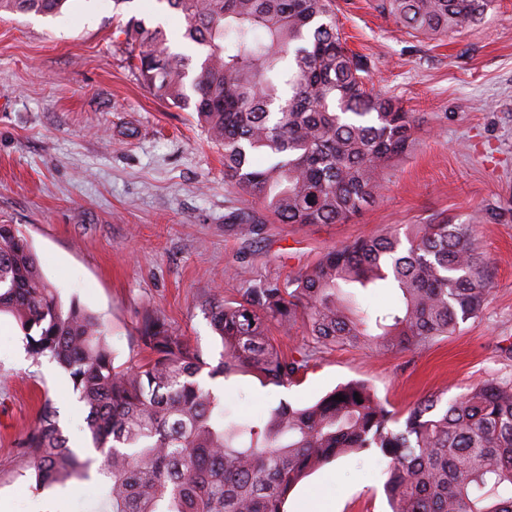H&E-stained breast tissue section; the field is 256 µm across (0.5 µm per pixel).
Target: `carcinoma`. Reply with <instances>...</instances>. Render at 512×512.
<instances>
[{
	"mask_svg": "<svg viewBox=\"0 0 512 512\" xmlns=\"http://www.w3.org/2000/svg\"><path fill=\"white\" fill-rule=\"evenodd\" d=\"M181 14L171 51L163 29L131 17L122 29L143 83L190 107L224 147V178L259 210L231 208L224 230L252 240L265 224H337L381 200L382 174L415 143L394 98L367 88L333 21L332 0H164ZM494 0H378L416 36L481 25ZM68 0H0V12L59 15ZM473 224H410L334 247L286 281L213 299L205 311L223 351L195 354L156 310L143 314L140 364H114L97 317L64 305L16 224H0V316L23 334L33 363L69 376L87 410L97 482L112 512H285L310 472L351 453L387 463L392 512H512V383L487 379L442 403L430 395L397 416L363 381L311 405L283 401L234 418L211 380L238 372L294 383L336 345L381 353L421 348L478 317L491 293ZM347 288H394L399 304L369 313ZM303 324L313 345L286 354L271 329ZM342 395L343 401L333 397ZM36 488L91 479L92 458L69 446L49 400L17 443Z\"/></svg>",
	"mask_w": 512,
	"mask_h": 512,
	"instance_id": "cac0c4a2",
	"label": "carcinoma"
}]
</instances>
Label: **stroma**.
I'll return each instance as SVG.
<instances>
[{"instance_id": "stroma-1", "label": "stroma", "mask_w": 512, "mask_h": 512, "mask_svg": "<svg viewBox=\"0 0 512 512\" xmlns=\"http://www.w3.org/2000/svg\"><path fill=\"white\" fill-rule=\"evenodd\" d=\"M335 19L370 86L415 121V144L384 172L383 198L341 224H269L262 239L226 233L246 206L224 178V149L189 109L143 85L116 29L145 16L165 31L183 17L165 0H70L63 14H0V223L18 225L62 299L103 323L114 363L140 359L142 315L160 311L210 365L222 345L203 305L265 279L286 280L329 248L408 224L476 225L492 294L456 334L413 351L338 346L286 388L250 374L217 379L236 416L284 399L308 405L366 382L398 414L424 397L452 399L481 380L512 382V0L480 27L444 40L410 35L376 0H335ZM50 398L66 435L86 412L55 362L33 365L22 333L0 318V512H109L90 482L34 493L17 441ZM384 464L339 457L290 493L287 512H390Z\"/></svg>"}]
</instances>
